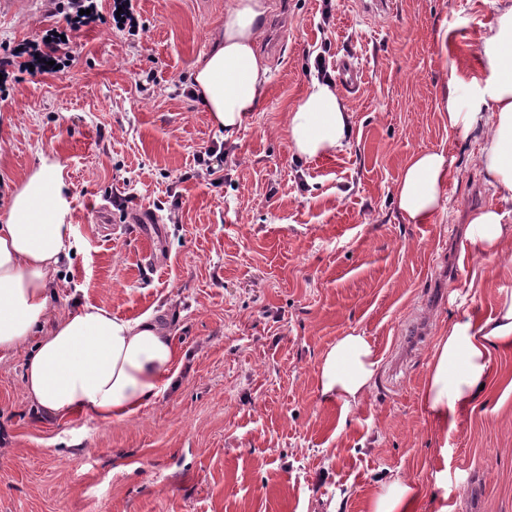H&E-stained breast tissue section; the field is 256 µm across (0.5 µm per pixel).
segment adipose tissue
Here are the masks:
<instances>
[{
	"label": "adipose tissue",
	"instance_id": "adipose-tissue-1",
	"mask_svg": "<svg viewBox=\"0 0 512 512\" xmlns=\"http://www.w3.org/2000/svg\"><path fill=\"white\" fill-rule=\"evenodd\" d=\"M268 0H232L211 45L193 72L191 89L211 123L233 134L262 107L269 68L258 50L269 15ZM443 108L460 141L476 139L478 164L498 198L473 213L466 235L470 254L488 264L512 258V0H499L493 24L475 40V62L460 69L451 51ZM466 87L460 100L458 87ZM288 141L303 158L329 157L350 143L351 114L335 82L313 80L285 116ZM454 164L445 150L426 149L404 165L394 192L404 223L429 224L445 207L443 189ZM0 224V359L24 356L23 389L37 414L50 420L89 414L102 420L131 418L178 377L184 356L167 328L152 316L124 319L83 303L52 316L50 303L60 265L71 248L66 224L69 191L58 160L7 188ZM512 349V293L490 316L469 314L449 323L438 338L420 392L436 433L456 428L474 408L480 389L498 378L494 354ZM380 360L374 343L350 332L322 354L318 398L350 413L371 394ZM420 493L402 474L382 483L369 512H418Z\"/></svg>",
	"mask_w": 512,
	"mask_h": 512
}]
</instances>
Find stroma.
Wrapping results in <instances>:
<instances>
[{"mask_svg":"<svg viewBox=\"0 0 512 512\" xmlns=\"http://www.w3.org/2000/svg\"><path fill=\"white\" fill-rule=\"evenodd\" d=\"M393 2L370 16L354 0H269L267 98L229 138L188 94L228 0H134L138 37L86 28L68 68L0 101V181L44 157L65 167L73 237L54 311L160 313L185 354L176 383L112 421L40 418L22 355L1 360L0 512H327L334 501L368 512L396 472L418 487L421 512H512V388H489L445 438L419 398L441 330L512 293V260L485 273L462 250L472 212L497 199L479 142L457 141L441 109V33L467 64L498 0ZM61 23L45 0H0V46ZM344 57L362 69L359 92L344 96L350 145L298 157L284 116ZM215 144L217 187L196 163ZM424 149L455 156L451 204L407 224L392 195ZM353 330L381 364L344 417L319 401L315 375Z\"/></svg>","mask_w":512,"mask_h":512,"instance_id":"35a3bbf8","label":"stroma"}]
</instances>
